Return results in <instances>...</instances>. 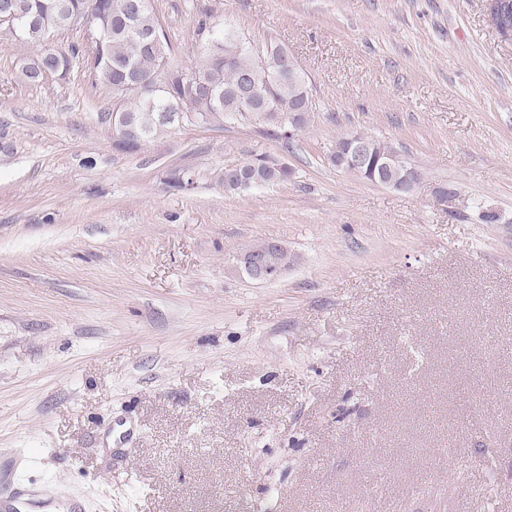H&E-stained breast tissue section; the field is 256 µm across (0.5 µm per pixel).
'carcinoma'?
<instances>
[{
	"instance_id": "1",
	"label": "carcinoma",
	"mask_w": 512,
	"mask_h": 512,
	"mask_svg": "<svg viewBox=\"0 0 512 512\" xmlns=\"http://www.w3.org/2000/svg\"><path fill=\"white\" fill-rule=\"evenodd\" d=\"M6 2L21 22V28L14 33L29 44L45 45L63 29L64 5L73 14L91 18L93 25H112L108 38L91 56L94 83L112 90L134 78L152 79L159 84L151 102L133 90L125 95L121 111L129 113L131 128L112 129L113 144L120 150L136 152L179 122L209 125L228 116L262 124L269 134L279 138L288 115L303 107H313L306 74L296 79L288 77L291 57L283 46L269 42L259 47L221 22L201 24L198 34L209 38V43L196 55L194 64L184 66L172 57L171 46L161 36L153 10L128 17V0ZM43 65L41 54L27 59L19 71L20 78L29 83L41 81ZM242 77L249 80L250 102L261 109L257 114L244 111V103L235 93ZM365 149L369 164L351 173L370 181L377 160L397 151L373 138L368 139ZM247 163L245 178L253 187L286 182L292 175L286 164L265 154ZM217 179L226 194L247 190L227 166L218 172Z\"/></svg>"
}]
</instances>
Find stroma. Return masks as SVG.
Instances as JSON below:
<instances>
[{"label": "stroma", "instance_id": "stroma-1", "mask_svg": "<svg viewBox=\"0 0 512 512\" xmlns=\"http://www.w3.org/2000/svg\"><path fill=\"white\" fill-rule=\"evenodd\" d=\"M277 42L315 110L113 145L84 57L0 29V467L41 512H512V41L485 0H152ZM391 145L403 193L337 169ZM266 154L288 182L225 194ZM495 214L494 222L483 219ZM263 240L278 279L237 264ZM369 138L365 144V149L368 152V157L370 159L369 164L365 167L357 168V169H346L348 166H359L364 164L365 155L361 149V141L360 137ZM354 136L351 141L352 145L347 150L346 154L343 155L341 161L338 163V166L346 169L348 172L355 174L361 179L372 181L373 167L379 158L388 156V155H399L393 147L388 145L387 143L381 142L379 140L373 139L367 135ZM283 246L278 242H271L266 250H259L253 247L244 249L238 256L240 268L252 279L258 281H269L279 277L283 271L293 263V255L288 250L281 251ZM277 261L283 268L276 262Z\"/></svg>", "mask_w": 512, "mask_h": 512}]
</instances>
